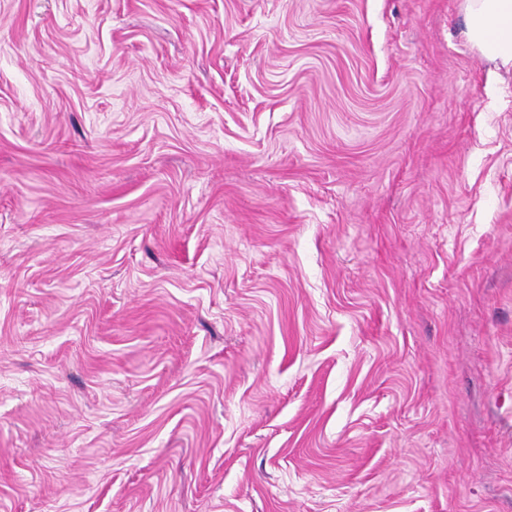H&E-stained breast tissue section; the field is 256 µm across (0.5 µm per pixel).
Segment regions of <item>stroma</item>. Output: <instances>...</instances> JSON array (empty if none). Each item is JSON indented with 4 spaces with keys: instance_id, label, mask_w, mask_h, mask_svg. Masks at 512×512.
<instances>
[{
    "instance_id": "35a3bbf8",
    "label": "stroma",
    "mask_w": 512,
    "mask_h": 512,
    "mask_svg": "<svg viewBox=\"0 0 512 512\" xmlns=\"http://www.w3.org/2000/svg\"><path fill=\"white\" fill-rule=\"evenodd\" d=\"M464 0H0V512H512V71Z\"/></svg>"
}]
</instances>
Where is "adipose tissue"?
<instances>
[{"label": "adipose tissue", "instance_id": "1", "mask_svg": "<svg viewBox=\"0 0 512 512\" xmlns=\"http://www.w3.org/2000/svg\"><path fill=\"white\" fill-rule=\"evenodd\" d=\"M467 40L497 67L512 68V0H464Z\"/></svg>", "mask_w": 512, "mask_h": 512}]
</instances>
